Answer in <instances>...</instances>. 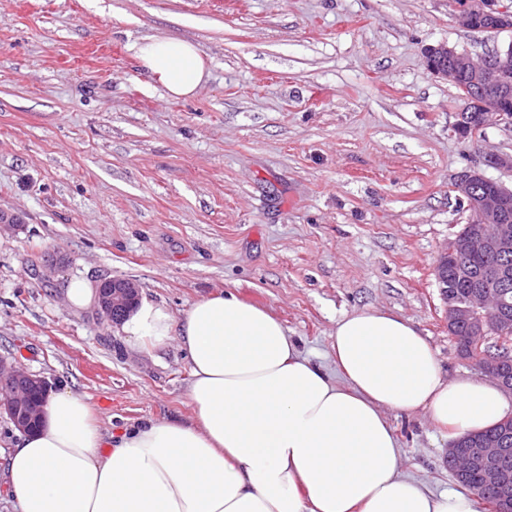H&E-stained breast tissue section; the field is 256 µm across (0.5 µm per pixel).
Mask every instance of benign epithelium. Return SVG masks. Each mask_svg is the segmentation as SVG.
<instances>
[{
	"label": "benign epithelium",
	"mask_w": 512,
	"mask_h": 512,
	"mask_svg": "<svg viewBox=\"0 0 512 512\" xmlns=\"http://www.w3.org/2000/svg\"><path fill=\"white\" fill-rule=\"evenodd\" d=\"M498 0H462L453 5L455 18L465 27L499 34L512 31V13L497 7ZM429 71L459 90L465 102L456 114L451 132L482 147L486 129L492 125L512 128V40L479 60L455 46L440 43L425 51ZM484 165L512 172V153H486ZM456 198L466 205L468 222L452 233L439 252L433 274L437 284L448 279V261L458 265L474 255H491L503 263L487 272L497 283V292L490 295L485 286L476 283L461 303L446 302L448 330L465 325L467 338L459 343L462 357L474 360L482 374L494 379L512 392V350L473 358L472 344H480L512 330V188L485 175L473 166L463 171L453 184ZM139 287L132 279H106L100 286L96 315L108 323L122 320L124 313L137 303ZM52 385L22 365L0 357V413L6 414L22 433L33 430L41 422L42 407ZM495 439L472 435L454 440L448 446V463L456 480L465 483L469 474L479 469L484 483L495 492L494 512H512V469L508 460L512 448V419L501 423Z\"/></svg>",
	"instance_id": "obj_1"
}]
</instances>
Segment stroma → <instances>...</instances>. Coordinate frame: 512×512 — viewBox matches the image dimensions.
<instances>
[{
	"mask_svg": "<svg viewBox=\"0 0 512 512\" xmlns=\"http://www.w3.org/2000/svg\"><path fill=\"white\" fill-rule=\"evenodd\" d=\"M187 40L210 71L196 95L154 88L130 48ZM512 34L461 26L451 0H0V355L85 396L106 429L189 420L178 340L129 343L74 277L135 279L181 316L213 292L266 307L314 363L372 306L428 336L446 376L478 375L448 333L432 274L468 219L452 184L483 150L451 131L463 102L424 62L448 43L481 58ZM60 251L69 263L49 273ZM403 468L457 488L450 441L388 412ZM65 297L71 309H88L97 303V286L87 279L73 278L65 286Z\"/></svg>",
	"mask_w": 512,
	"mask_h": 512,
	"instance_id": "35a3bbf8",
	"label": "stroma"
}]
</instances>
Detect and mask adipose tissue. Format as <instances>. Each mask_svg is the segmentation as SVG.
Here are the masks:
<instances>
[{"instance_id":"1","label":"adipose tissue","mask_w":512,"mask_h":512,"mask_svg":"<svg viewBox=\"0 0 512 512\" xmlns=\"http://www.w3.org/2000/svg\"><path fill=\"white\" fill-rule=\"evenodd\" d=\"M135 57L173 98L208 76L197 46L142 39ZM134 342L178 339L193 416L103 430L63 388L42 425L0 460L15 512H478L464 490L435 492L402 469L386 413L424 412L453 436L512 417L492 380L446 377L405 318L355 308L336 322L328 374L269 310L222 292L181 317L141 299L122 322Z\"/></svg>"}]
</instances>
